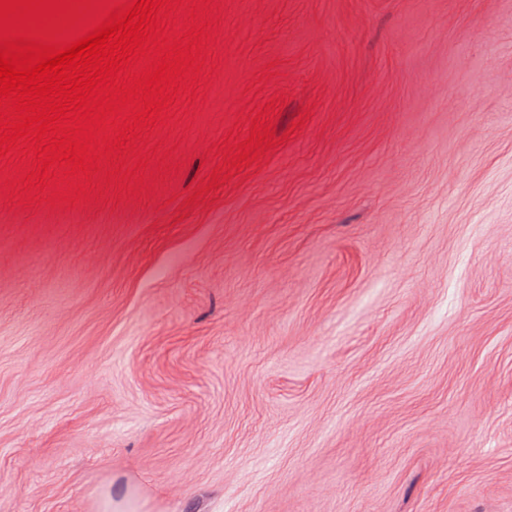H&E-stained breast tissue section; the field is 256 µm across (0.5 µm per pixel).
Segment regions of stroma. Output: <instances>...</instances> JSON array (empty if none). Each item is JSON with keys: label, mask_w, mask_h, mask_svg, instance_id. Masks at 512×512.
I'll return each instance as SVG.
<instances>
[{"label": "stroma", "mask_w": 512, "mask_h": 512, "mask_svg": "<svg viewBox=\"0 0 512 512\" xmlns=\"http://www.w3.org/2000/svg\"><path fill=\"white\" fill-rule=\"evenodd\" d=\"M211 3L165 182L0 184V512H512V0ZM103 498V510L100 512H141L137 498L131 490L120 497H111L106 493Z\"/></svg>", "instance_id": "1"}]
</instances>
